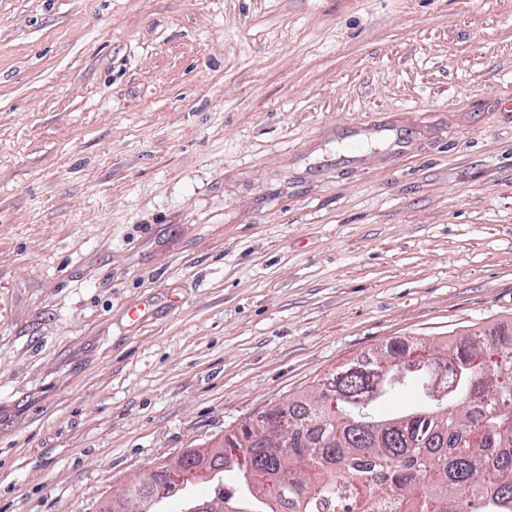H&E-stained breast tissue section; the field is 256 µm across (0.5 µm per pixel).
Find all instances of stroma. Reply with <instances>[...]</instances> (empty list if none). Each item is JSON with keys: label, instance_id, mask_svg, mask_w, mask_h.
<instances>
[{"label": "stroma", "instance_id": "stroma-1", "mask_svg": "<svg viewBox=\"0 0 512 512\" xmlns=\"http://www.w3.org/2000/svg\"><path fill=\"white\" fill-rule=\"evenodd\" d=\"M490 327L512 0H0V512Z\"/></svg>", "mask_w": 512, "mask_h": 512}]
</instances>
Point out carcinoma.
<instances>
[{
	"mask_svg": "<svg viewBox=\"0 0 512 512\" xmlns=\"http://www.w3.org/2000/svg\"><path fill=\"white\" fill-rule=\"evenodd\" d=\"M217 448L186 450L101 512H165L206 468L215 512H512V330L467 333L424 357L391 343ZM412 392L402 411L378 405ZM288 446L279 447V433ZM177 469L188 475L164 494Z\"/></svg>",
	"mask_w": 512,
	"mask_h": 512,
	"instance_id": "obj_1",
	"label": "carcinoma"
}]
</instances>
